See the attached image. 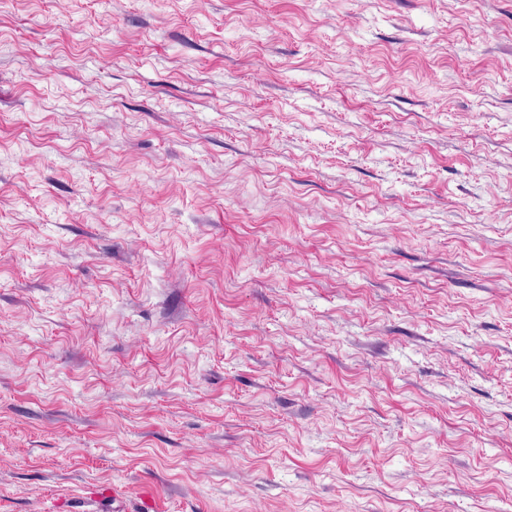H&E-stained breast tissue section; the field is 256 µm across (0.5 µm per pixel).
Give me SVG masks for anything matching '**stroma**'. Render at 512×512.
<instances>
[{
  "label": "stroma",
  "instance_id": "obj_1",
  "mask_svg": "<svg viewBox=\"0 0 512 512\" xmlns=\"http://www.w3.org/2000/svg\"><path fill=\"white\" fill-rule=\"evenodd\" d=\"M512 512V0H0V512Z\"/></svg>",
  "mask_w": 512,
  "mask_h": 512
}]
</instances>
